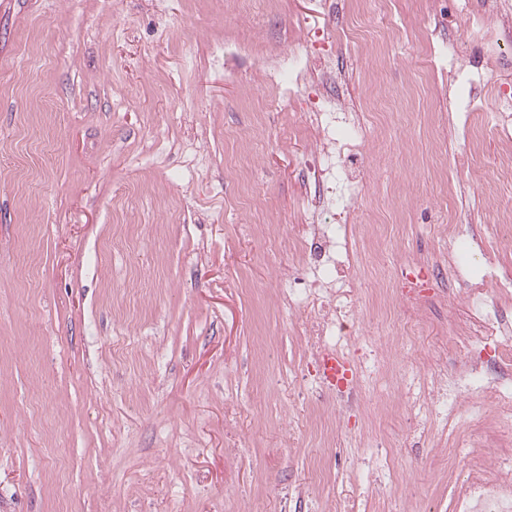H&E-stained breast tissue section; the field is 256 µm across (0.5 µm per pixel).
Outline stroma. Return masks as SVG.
<instances>
[{
	"label": "stroma",
	"instance_id": "1",
	"mask_svg": "<svg viewBox=\"0 0 512 512\" xmlns=\"http://www.w3.org/2000/svg\"><path fill=\"white\" fill-rule=\"evenodd\" d=\"M493 3L0 0V512H285L292 488L299 512H332L322 471L364 468L376 442L392 477L363 484L362 512H451L473 450L512 453L508 421L458 450L399 399L464 325L441 298L468 279L432 280L426 321L379 314L382 279L416 259L512 266V39ZM298 32L341 82L289 100L252 61ZM335 93L368 124L352 333L395 344L340 458L332 396L300 379L304 314L279 299L313 196L308 114Z\"/></svg>",
	"mask_w": 512,
	"mask_h": 512
}]
</instances>
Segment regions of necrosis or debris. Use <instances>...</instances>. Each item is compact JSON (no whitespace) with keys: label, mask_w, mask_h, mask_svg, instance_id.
<instances>
[{"label":"necrosis or debris","mask_w":512,"mask_h":512,"mask_svg":"<svg viewBox=\"0 0 512 512\" xmlns=\"http://www.w3.org/2000/svg\"><path fill=\"white\" fill-rule=\"evenodd\" d=\"M257 68L266 81L295 94L301 81L311 78L304 38L292 40L286 61L258 60ZM320 147L314 153L318 174L328 185L326 194L315 196L314 204L346 210V195L360 183L352 159L361 138L335 100H327L316 114ZM294 241L301 254V285L289 289L288 302L301 308L308 322L304 338L309 348V374L317 392L335 394L339 413L364 405V383L378 375L390 351L376 342L355 347L346 331L349 320L358 316V235L353 224H306ZM481 287L465 291L463 298L478 307L480 314L468 336L455 341L465 359L445 378L431 376L417 399L420 408L444 422H453L461 402L473 413L493 412L512 418V320L503 317L498 298L512 295V268L485 265ZM336 358L339 369L328 375L326 361ZM452 512H512V458L496 448L478 449L472 467L454 496Z\"/></svg>","instance_id":"necrosis-or-debris-1"}]
</instances>
